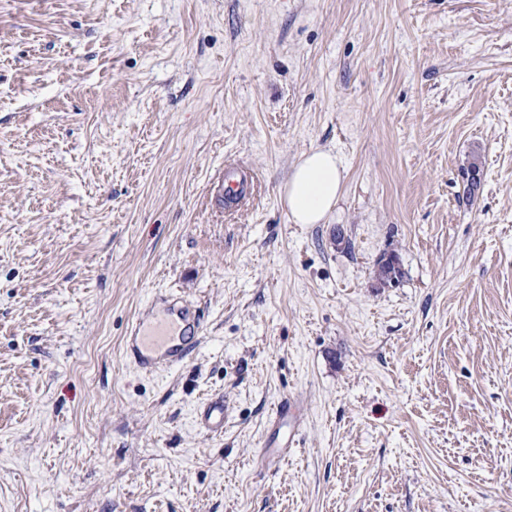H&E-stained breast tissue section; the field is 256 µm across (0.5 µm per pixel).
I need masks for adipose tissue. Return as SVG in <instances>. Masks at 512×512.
Segmentation results:
<instances>
[{
  "mask_svg": "<svg viewBox=\"0 0 512 512\" xmlns=\"http://www.w3.org/2000/svg\"><path fill=\"white\" fill-rule=\"evenodd\" d=\"M343 182L339 157L327 149L305 153L285 185L283 201L292 223L321 224L336 206Z\"/></svg>",
  "mask_w": 512,
  "mask_h": 512,
  "instance_id": "obj_1",
  "label": "adipose tissue"
}]
</instances>
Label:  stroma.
Returning a JSON list of instances; mask_svg holds the SVG:
<instances>
[{
    "label": "stroma",
    "mask_w": 512,
    "mask_h": 512,
    "mask_svg": "<svg viewBox=\"0 0 512 512\" xmlns=\"http://www.w3.org/2000/svg\"><path fill=\"white\" fill-rule=\"evenodd\" d=\"M0 512H512V0H0ZM341 160L332 150L314 149L294 166L283 193L292 223L322 224L340 198ZM253 186L248 172L239 166L228 165L224 168L218 195L225 199L229 208L237 209L249 200ZM164 313V318L150 323L138 319L127 337L126 355L145 370L174 367L188 356L192 348L188 346L199 342V322L188 307L173 300ZM179 324L183 326L182 343L172 344L175 325ZM224 399L217 398L200 412L201 422L212 432L224 431Z\"/></svg>",
    "instance_id": "obj_1"
}]
</instances>
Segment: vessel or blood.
<instances>
[{"label":"vessel or blood","mask_w":512,"mask_h":512,"mask_svg":"<svg viewBox=\"0 0 512 512\" xmlns=\"http://www.w3.org/2000/svg\"><path fill=\"white\" fill-rule=\"evenodd\" d=\"M253 183L248 173L239 166L224 169L218 194L228 207L239 208L252 195ZM199 323L191 310L177 302L168 303L163 318L153 322L137 320L126 340L125 352L146 370L155 371L180 363L188 356L189 342L198 341ZM201 422L210 431L224 429V401L215 399L200 413Z\"/></svg>","instance_id":"vessel-or-blood-1"}]
</instances>
